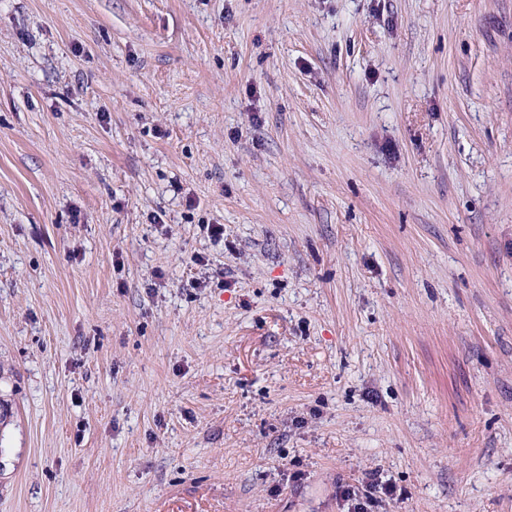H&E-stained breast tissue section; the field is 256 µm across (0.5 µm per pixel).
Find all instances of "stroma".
I'll use <instances>...</instances> for the list:
<instances>
[{"instance_id": "35a3bbf8", "label": "stroma", "mask_w": 512, "mask_h": 512, "mask_svg": "<svg viewBox=\"0 0 512 512\" xmlns=\"http://www.w3.org/2000/svg\"><path fill=\"white\" fill-rule=\"evenodd\" d=\"M373 472L512 512V0H0V512Z\"/></svg>"}]
</instances>
